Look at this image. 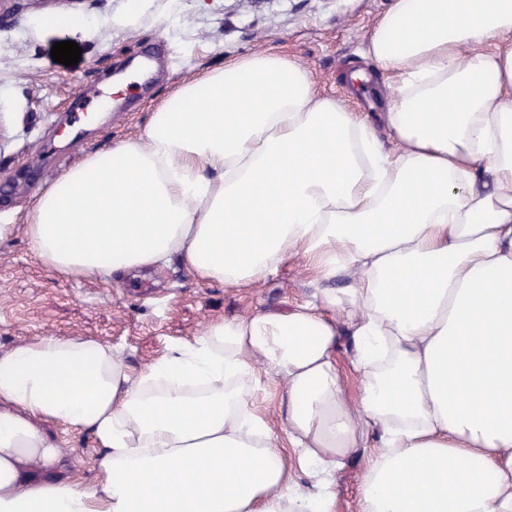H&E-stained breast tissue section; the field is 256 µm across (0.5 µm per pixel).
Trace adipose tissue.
<instances>
[{
	"mask_svg": "<svg viewBox=\"0 0 512 512\" xmlns=\"http://www.w3.org/2000/svg\"><path fill=\"white\" fill-rule=\"evenodd\" d=\"M365 55L394 85L382 124L238 55L36 196L29 246L64 277L176 261L249 287L299 253L324 286L137 372L92 338L0 351V512H335L356 452L357 512H512V0H393ZM52 425L94 438L92 488ZM352 344L349 336H341V342L337 351V363L341 378L349 392L354 393L357 388L358 378L351 364ZM260 387L254 394L256 405L264 411H272L278 404L279 387L281 383L268 380L263 373H259Z\"/></svg>",
	"mask_w": 512,
	"mask_h": 512,
	"instance_id": "obj_1",
	"label": "adipose tissue"
}]
</instances>
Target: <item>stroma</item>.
<instances>
[{"label":"stroma","instance_id":"1","mask_svg":"<svg viewBox=\"0 0 512 512\" xmlns=\"http://www.w3.org/2000/svg\"><path fill=\"white\" fill-rule=\"evenodd\" d=\"M392 0H145L135 30L113 26L130 0H53L23 6L0 26V350L43 335L109 343L141 370L216 317L281 310L309 299L301 254L249 288L197 281L171 263L136 278H66L44 267L25 237L36 195L76 161L139 137L153 110L183 81L230 54L276 53L306 68L318 89L353 112H382L392 88L364 57ZM177 25H170L169 15ZM85 20L82 30L63 18ZM81 48L78 64L53 61L54 43ZM84 113L74 124L75 113ZM83 486L99 450L86 433L59 431Z\"/></svg>","mask_w":512,"mask_h":512}]
</instances>
